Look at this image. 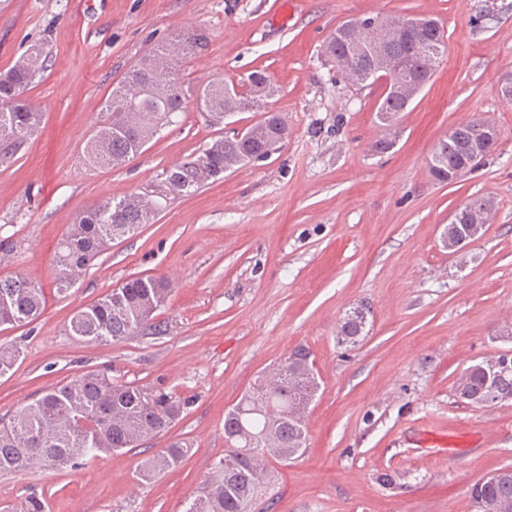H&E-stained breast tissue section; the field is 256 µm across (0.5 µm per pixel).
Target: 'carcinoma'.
<instances>
[{
  "instance_id": "obj_1",
  "label": "carcinoma",
  "mask_w": 512,
  "mask_h": 512,
  "mask_svg": "<svg viewBox=\"0 0 512 512\" xmlns=\"http://www.w3.org/2000/svg\"><path fill=\"white\" fill-rule=\"evenodd\" d=\"M197 44V38L188 37L173 49L152 51L112 87L105 105L107 118L95 127L84 146L83 156L89 167L120 165L140 154L158 129L175 123L179 114L187 111L188 101L175 71L171 72L168 98L148 94L149 83L156 79L150 58L169 61L187 54ZM348 51L359 53L371 68L387 66L394 58L418 56L426 69L444 54L430 36L390 39L369 52L357 46L352 37L338 42L333 35L322 53L335 60ZM43 53L41 46L31 48L26 59L0 75V165L9 163L25 137L40 128L42 115L28 106L23 94L40 73L36 61ZM249 78L252 85L264 88V95L255 96L249 91L226 97L222 80L202 85L196 107L218 132L199 155L164 172L166 195L145 198L133 193L109 198L78 215L61 239L56 255L60 270L57 292H67L113 240L150 223L172 198L194 191L237 166L263 160L270 156V150L278 148L288 136V126L280 116H265L240 138L224 134L223 124L216 119V114L226 109L258 111L275 95L276 89L264 73L253 72ZM414 79L413 75L400 79L398 88L383 97L379 111L384 114L381 122L386 127L393 126L398 115L407 111L411 100L405 86ZM443 151V144H438L431 170L438 180L447 181L448 166L468 162L469 137H459L451 160L440 159ZM169 293L170 283L161 275L132 277L79 310L70 321L69 334L88 342H103L155 328L157 311ZM45 304L44 290L25 276L0 277V326L28 324L42 314ZM365 325L361 317H346L339 333L356 342ZM17 358V350L0 348V377L14 369ZM488 388L485 366L477 363L463 371L456 393L476 405ZM318 389L313 369L299 361L285 359L273 371L257 376L224 418V457L186 512H251L266 484L269 459L288 461L304 453V416ZM185 405L186 401L172 392L117 382L100 371L82 372L0 418V473L36 466L75 470L101 453L134 448L168 431L184 413ZM189 449L182 439L171 442L140 463L138 478L149 481L175 469ZM471 498L482 512H512V482L487 484Z\"/></svg>"
}]
</instances>
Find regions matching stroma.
<instances>
[{"instance_id":"1","label":"stroma","mask_w":512,"mask_h":512,"mask_svg":"<svg viewBox=\"0 0 512 512\" xmlns=\"http://www.w3.org/2000/svg\"><path fill=\"white\" fill-rule=\"evenodd\" d=\"M377 14L430 15L447 35L433 78L390 129L377 118L380 88L348 84L321 53L337 24ZM190 33L202 45L176 63L186 96L264 71L287 139L172 199L57 293L56 246L80 212L144 191L214 137L192 107L121 166L83 158L112 86ZM37 42L46 69L26 98L43 118L0 166V277L27 275L47 304L0 332V346L21 351L0 377V417L87 370L189 404L168 432L86 468L0 474V512L33 495L45 512H184L224 455L226 411L299 346L319 382L306 451L269 461L260 512H476L471 486L512 469V400L476 407L455 393L464 369L512 352V100L496 90L512 72V0H0V75ZM477 118L498 127V147L437 181L438 143ZM384 138L393 148L375 151ZM473 197L493 201L494 220L448 252V217ZM142 274L170 281L159 333L103 344L69 335L77 311ZM358 306L363 338L339 343ZM176 439L191 445L179 467L141 482L139 463Z\"/></svg>"}]
</instances>
